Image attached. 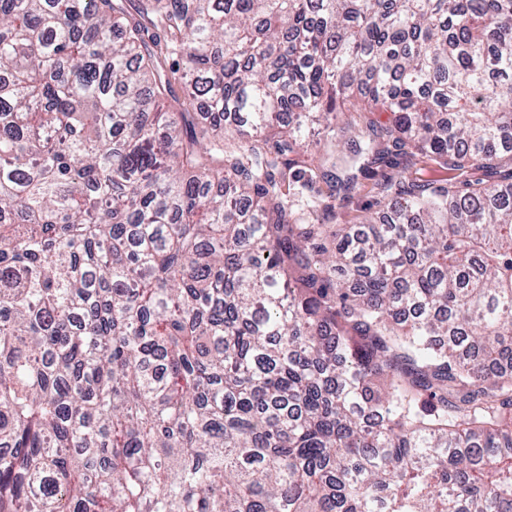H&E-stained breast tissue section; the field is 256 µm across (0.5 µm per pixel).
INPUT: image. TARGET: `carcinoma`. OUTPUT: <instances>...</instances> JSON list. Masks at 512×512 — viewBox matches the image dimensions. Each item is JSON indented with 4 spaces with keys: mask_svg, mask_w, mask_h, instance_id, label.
I'll list each match as a JSON object with an SVG mask.
<instances>
[{
    "mask_svg": "<svg viewBox=\"0 0 512 512\" xmlns=\"http://www.w3.org/2000/svg\"><path fill=\"white\" fill-rule=\"evenodd\" d=\"M356 91L512 164V0H0V512H512V172L292 222Z\"/></svg>",
    "mask_w": 512,
    "mask_h": 512,
    "instance_id": "carcinoma-1",
    "label": "carcinoma"
}]
</instances>
